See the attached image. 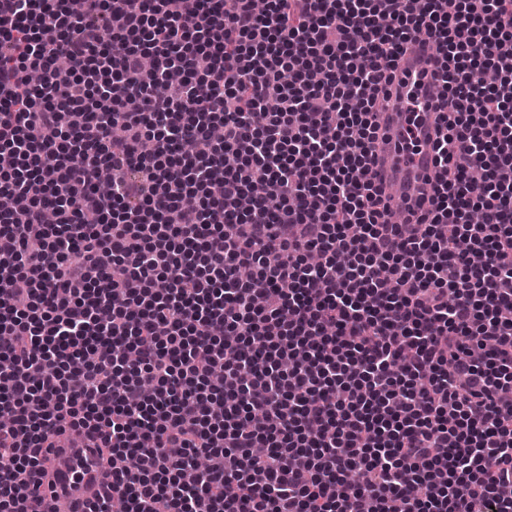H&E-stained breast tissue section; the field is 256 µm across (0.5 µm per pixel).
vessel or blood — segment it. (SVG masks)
Returning a JSON list of instances; mask_svg holds the SVG:
<instances>
[{"mask_svg":"<svg viewBox=\"0 0 512 512\" xmlns=\"http://www.w3.org/2000/svg\"><path fill=\"white\" fill-rule=\"evenodd\" d=\"M437 54L433 43L419 39L399 52L391 96L377 112L378 138L373 145L372 176L387 196L392 215L407 207L429 204L436 185L431 144L441 131V88L435 79ZM40 512H86L112 480V471L84 434L69 432L65 445L46 456Z\"/></svg>","mask_w":512,"mask_h":512,"instance_id":"1","label":"vessel or blood"}]
</instances>
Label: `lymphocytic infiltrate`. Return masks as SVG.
Instances as JSON below:
<instances>
[{
  "instance_id": "f902f5d3",
  "label": "lymphocytic infiltrate",
  "mask_w": 512,
  "mask_h": 512,
  "mask_svg": "<svg viewBox=\"0 0 512 512\" xmlns=\"http://www.w3.org/2000/svg\"><path fill=\"white\" fill-rule=\"evenodd\" d=\"M422 36L438 187L390 223ZM0 94L9 512L69 428L133 462L92 512H512V0H0ZM437 54L421 38L399 52L391 96L376 112L378 138L373 144L372 176L386 191L390 213L404 217L418 201L429 207L435 194L431 143L441 131V88L435 79Z\"/></svg>"
}]
</instances>
